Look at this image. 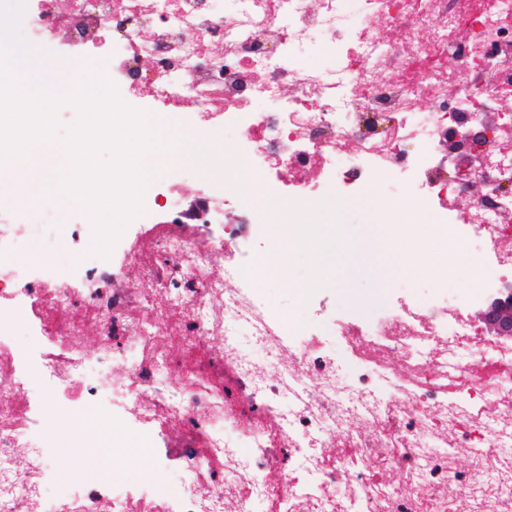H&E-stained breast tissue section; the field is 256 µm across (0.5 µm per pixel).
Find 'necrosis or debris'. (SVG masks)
I'll return each instance as SVG.
<instances>
[{
	"label": "necrosis or debris",
	"instance_id": "necrosis-or-debris-1",
	"mask_svg": "<svg viewBox=\"0 0 512 512\" xmlns=\"http://www.w3.org/2000/svg\"><path fill=\"white\" fill-rule=\"evenodd\" d=\"M22 32L54 46L70 81L102 73L138 109L224 130L242 168L267 178L240 193L200 183L211 220L231 215L254 238L190 236L175 194L152 189L140 216L149 229L121 260L95 253L76 224L75 260L53 271L11 261L20 242H52V204L0 208V306L18 319L0 322V512H512V420L475 419L428 384L373 396L370 373L345 379L240 277L270 246V209L311 210L323 191L358 197L387 181L394 204L434 212L470 254L473 287L398 302L343 335L372 363L399 353L407 379L431 371L494 408L512 394V347L481 349V377L459 353L476 296L512 286V0H30ZM313 56L322 65L302 67ZM141 84L151 98L135 96ZM476 184L481 195L458 214ZM135 307L166 315L137 325ZM243 333L266 361L241 354ZM48 405L54 430L42 423ZM81 414L154 435L137 488L95 478L99 453ZM362 423L374 434H359ZM63 438L80 450L64 467L53 456ZM488 448L495 474L455 467L461 454L484 461ZM173 471L184 489L171 499L159 487Z\"/></svg>",
	"mask_w": 512,
	"mask_h": 512
}]
</instances>
